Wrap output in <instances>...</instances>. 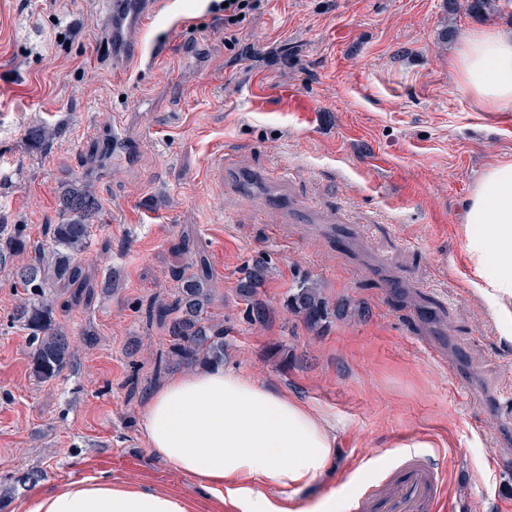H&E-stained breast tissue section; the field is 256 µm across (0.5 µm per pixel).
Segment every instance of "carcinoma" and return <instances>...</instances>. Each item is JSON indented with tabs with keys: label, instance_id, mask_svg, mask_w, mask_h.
<instances>
[{
	"label": "carcinoma",
	"instance_id": "cac0c4a2",
	"mask_svg": "<svg viewBox=\"0 0 512 512\" xmlns=\"http://www.w3.org/2000/svg\"><path fill=\"white\" fill-rule=\"evenodd\" d=\"M95 210L94 196L74 185L63 195L61 221L46 225L41 241L30 239L26 225L0 220V270L15 254H29V262L11 272L12 279L29 291V297L15 309L12 320L29 331L32 374L40 382L56 379L76 362L73 345L54 322V300L46 296V285L51 277L74 283L82 276L78 256L91 244L89 217ZM265 269V259L255 257L238 283L249 316L258 321L269 313L266 304L256 298ZM212 302L207 278L179 274L175 302L159 308L160 320L168 323L171 353L176 359L224 363V323L209 314ZM292 309L312 329L319 328L328 315V303L321 289L305 283L296 289Z\"/></svg>",
	"mask_w": 512,
	"mask_h": 512
}]
</instances>
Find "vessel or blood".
Returning <instances> with one entry per match:
<instances>
[{
    "label": "vessel or blood",
    "instance_id": "b4317fda",
    "mask_svg": "<svg viewBox=\"0 0 512 512\" xmlns=\"http://www.w3.org/2000/svg\"><path fill=\"white\" fill-rule=\"evenodd\" d=\"M104 11L110 23L109 49L113 67L149 59L156 47L168 40L174 24L158 17L154 0H106ZM250 108L272 107L299 113L312 122L311 99L293 85L282 87L273 98L247 93ZM395 464L378 482L362 487L351 500L349 512H443L446 502V472L434 467L427 454L417 448H399Z\"/></svg>",
    "mask_w": 512,
    "mask_h": 512
}]
</instances>
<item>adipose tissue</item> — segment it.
Wrapping results in <instances>:
<instances>
[{
  "instance_id": "adipose-tissue-1",
  "label": "adipose tissue",
  "mask_w": 512,
  "mask_h": 512,
  "mask_svg": "<svg viewBox=\"0 0 512 512\" xmlns=\"http://www.w3.org/2000/svg\"><path fill=\"white\" fill-rule=\"evenodd\" d=\"M452 65L459 91L482 108L512 107V30L465 34ZM465 237L476 285L499 322L512 325V161L485 170L467 204ZM141 430L150 449L239 512H297L295 495L336 457L337 428L298 398L221 366L178 375L147 400ZM278 488V499L259 485ZM25 512H191L168 492L86 477L28 501Z\"/></svg>"
}]
</instances>
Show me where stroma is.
Returning <instances> with one entry per match:
<instances>
[{
    "mask_svg": "<svg viewBox=\"0 0 512 512\" xmlns=\"http://www.w3.org/2000/svg\"><path fill=\"white\" fill-rule=\"evenodd\" d=\"M178 5L187 22L164 52L118 74L101 0H0V218L37 240L71 184L98 204L90 298L51 287L75 368L34 380L28 333L9 321L25 292L0 271V482L12 486L0 512L102 474L179 493L193 512H236L140 431L149 392L204 368L174 358L155 375L169 341L146 317L174 301L172 269L199 260L228 330L225 366L339 429L335 466L298 495L302 512H348L414 436L431 437L447 472L446 512H512V405L495 400L512 390V328L474 292L463 230L483 172L512 161V108L459 95L451 66L463 34L512 30V0L454 14L445 0H260L229 39L221 0ZM287 81L317 122L239 102L241 87ZM34 126L64 132L48 147ZM116 132L121 153L101 160ZM257 254L262 323L237 290ZM303 280L365 314L309 329L288 302Z\"/></svg>",
    "mask_w": 512,
    "mask_h": 512,
    "instance_id": "35a3bbf8",
    "label": "stroma"
}]
</instances>
